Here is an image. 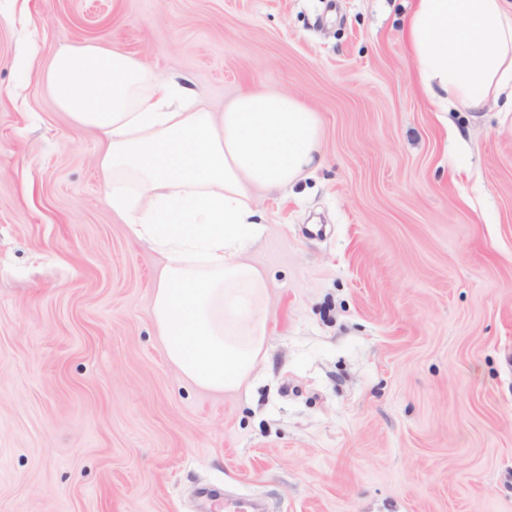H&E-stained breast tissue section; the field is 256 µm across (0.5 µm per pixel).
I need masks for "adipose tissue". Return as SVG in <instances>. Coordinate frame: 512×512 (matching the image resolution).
I'll return each mask as SVG.
<instances>
[{"mask_svg":"<svg viewBox=\"0 0 512 512\" xmlns=\"http://www.w3.org/2000/svg\"><path fill=\"white\" fill-rule=\"evenodd\" d=\"M405 36L440 109L479 112L493 97L512 112L506 0H415ZM41 77L62 110L104 136L103 194L160 259L152 317L167 360L203 389H237L270 335L267 279L247 259L267 232L251 192L323 165L317 113L253 86L214 113L186 80L100 42L58 54Z\"/></svg>","mask_w":512,"mask_h":512,"instance_id":"ef3b65f1","label":"adipose tissue"}]
</instances>
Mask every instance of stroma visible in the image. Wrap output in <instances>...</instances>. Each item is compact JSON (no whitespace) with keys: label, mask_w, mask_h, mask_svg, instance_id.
<instances>
[{"label":"stroma","mask_w":512,"mask_h":512,"mask_svg":"<svg viewBox=\"0 0 512 512\" xmlns=\"http://www.w3.org/2000/svg\"><path fill=\"white\" fill-rule=\"evenodd\" d=\"M411 0H0V512H512V112L436 106ZM102 41L212 111L320 119L254 198L268 356L236 391L166 360L159 259L105 202L97 131L38 75Z\"/></svg>","instance_id":"stroma-1"}]
</instances>
